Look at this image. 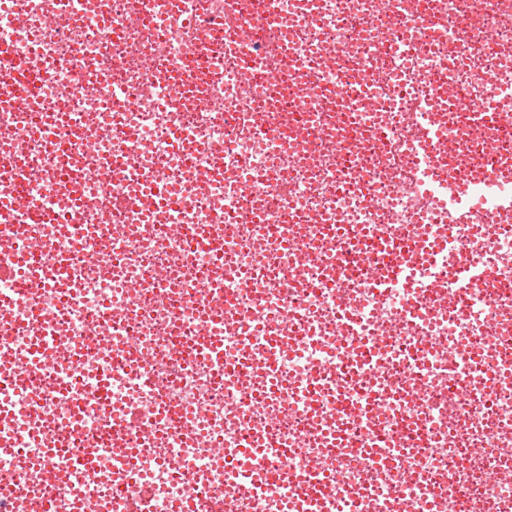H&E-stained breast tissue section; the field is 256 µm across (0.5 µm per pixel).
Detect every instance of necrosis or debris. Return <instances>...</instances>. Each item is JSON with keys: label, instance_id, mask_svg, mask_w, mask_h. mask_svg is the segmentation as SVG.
I'll list each match as a JSON object with an SVG mask.
<instances>
[{"label": "necrosis or debris", "instance_id": "necrosis-or-debris-1", "mask_svg": "<svg viewBox=\"0 0 512 512\" xmlns=\"http://www.w3.org/2000/svg\"><path fill=\"white\" fill-rule=\"evenodd\" d=\"M21 61L53 78L0 105V195L46 213H0L34 252L0 248V512H512V225L414 260L450 202L428 77L474 107L478 74L512 84V0H0V79ZM398 236L377 290L356 259ZM473 252L492 290L420 311Z\"/></svg>", "mask_w": 512, "mask_h": 512}]
</instances>
